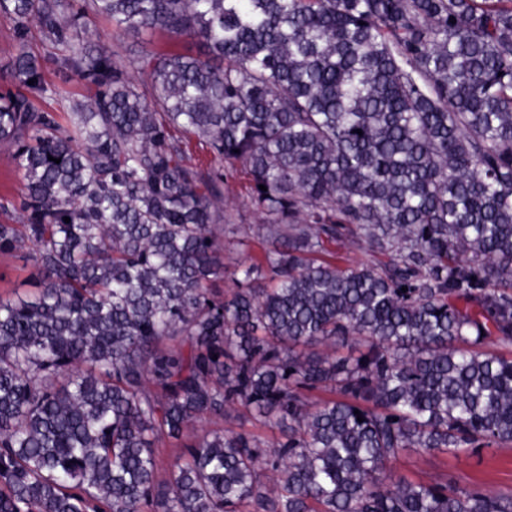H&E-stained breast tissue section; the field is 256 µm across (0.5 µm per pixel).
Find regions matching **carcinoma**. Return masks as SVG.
I'll return each instance as SVG.
<instances>
[{"label": "carcinoma", "instance_id": "obj_1", "mask_svg": "<svg viewBox=\"0 0 512 512\" xmlns=\"http://www.w3.org/2000/svg\"><path fill=\"white\" fill-rule=\"evenodd\" d=\"M0 13L24 212L0 252L37 270L0 299V512H512L391 474L409 450L512 445V355L486 349H512V0ZM89 17L203 52L144 48L137 80ZM32 25L93 98L35 105L59 93ZM237 168L265 247L229 273ZM240 407L279 437L195 432ZM15 23L4 14L0 13V66H5L15 52Z\"/></svg>", "mask_w": 512, "mask_h": 512}]
</instances>
